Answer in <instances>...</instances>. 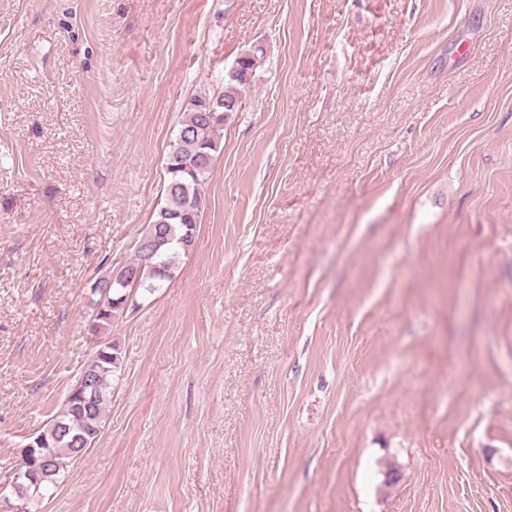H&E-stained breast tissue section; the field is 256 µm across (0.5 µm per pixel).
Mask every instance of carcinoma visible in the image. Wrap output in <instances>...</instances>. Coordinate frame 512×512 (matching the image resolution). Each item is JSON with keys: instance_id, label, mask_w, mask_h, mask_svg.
Segmentation results:
<instances>
[{"instance_id": "carcinoma-1", "label": "carcinoma", "mask_w": 512, "mask_h": 512, "mask_svg": "<svg viewBox=\"0 0 512 512\" xmlns=\"http://www.w3.org/2000/svg\"><path fill=\"white\" fill-rule=\"evenodd\" d=\"M245 81L228 75L224 90L213 95L194 96L188 100L178 131L187 136L175 142L166 159L168 175L165 203L139 238L135 258L121 267L128 272L123 286L112 278L99 281L94 291L100 295L97 321L109 326L123 313L128 294H151L171 279L174 260L190 252L195 243L197 224L201 223L203 201L200 187L209 177L219 151V131L224 127V102L241 99L239 86ZM121 367L119 345L107 341L96 350L81 375L95 380L94 391L78 380L63 401L48 428L40 433L42 444L28 468L29 480L11 483L15 495L36 503L62 482L68 461L84 455V440L95 443L103 427L111 381Z\"/></svg>"}]
</instances>
